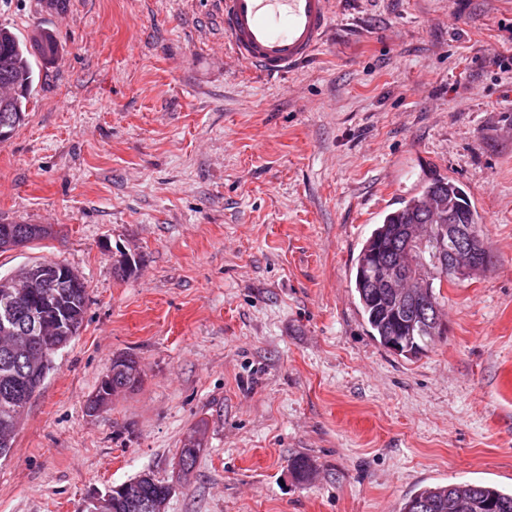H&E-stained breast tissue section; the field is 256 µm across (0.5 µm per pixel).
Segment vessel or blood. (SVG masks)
Here are the masks:
<instances>
[{
    "mask_svg": "<svg viewBox=\"0 0 512 512\" xmlns=\"http://www.w3.org/2000/svg\"><path fill=\"white\" fill-rule=\"evenodd\" d=\"M224 35L241 64L286 74L318 50L334 23L331 0H218Z\"/></svg>",
    "mask_w": 512,
    "mask_h": 512,
    "instance_id": "vessel-or-blood-1",
    "label": "vessel or blood"
}]
</instances>
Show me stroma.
I'll use <instances>...</instances> for the list:
<instances>
[{"mask_svg": "<svg viewBox=\"0 0 512 512\" xmlns=\"http://www.w3.org/2000/svg\"><path fill=\"white\" fill-rule=\"evenodd\" d=\"M332 10L314 58L268 80L226 60L214 0H0V25L60 48L0 142V223L52 233L0 250V276L58 261L88 293L0 459V512H93L144 471L173 482L165 512H398L427 485L512 489V0ZM441 178L484 217L491 261L442 284L447 331L405 357L370 335L355 263ZM124 253L138 269L121 278ZM122 354L141 385L90 412ZM194 433H198L200 435V438L198 441H196L193 444L185 443V441H194L196 438V434L192 436V438L185 439L183 446L180 451V459L183 462L182 471L184 477H186L194 468L197 459L199 457V454L204 446V439L206 434V428L204 425H198L195 429H193Z\"/></svg>", "mask_w": 512, "mask_h": 512, "instance_id": "obj_1", "label": "stroma"}]
</instances>
